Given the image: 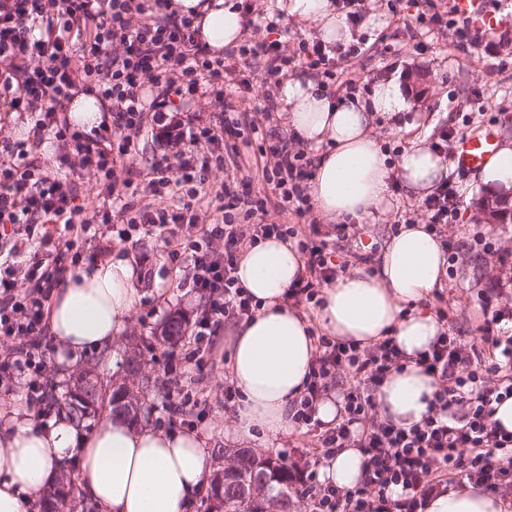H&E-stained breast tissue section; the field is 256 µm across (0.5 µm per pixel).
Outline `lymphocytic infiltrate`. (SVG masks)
Instances as JSON below:
<instances>
[{
  "label": "lymphocytic infiltrate",
  "mask_w": 512,
  "mask_h": 512,
  "mask_svg": "<svg viewBox=\"0 0 512 512\" xmlns=\"http://www.w3.org/2000/svg\"><path fill=\"white\" fill-rule=\"evenodd\" d=\"M427 31L454 29L459 40L477 43L481 32L456 7L435 10L431 0H411ZM166 0H0V98L10 111L25 112L32 140L51 138L64 152L57 169L34 164L26 142L0 139V337L16 346L0 357V377H27L30 394L42 389L46 371L44 307L65 280L68 265L82 258L75 246L88 233L86 203L80 202L76 179L83 171L101 176L102 191L112 207L100 215L122 243L138 244L156 236L170 263L184 273L183 283L205 298L194 320L185 365L196 372L214 366V338L225 322L252 317L258 302L236 276L243 248L256 238H292L304 261V275L284 295L287 307L320 305L321 289L346 269L336 260L333 234L311 225L301 234L282 224L285 216L305 218L313 203L307 184L315 161L280 137L267 148L273 166L266 172L269 197L244 192L236 144L248 127L226 94L254 91L251 80L263 72V110L275 107L274 85L300 67L320 71L336 93L355 89L353 62L358 45L330 46L301 40L287 47L278 17L260 14L253 42L225 50L218 57L199 40L193 16L167 11ZM221 112L219 126L183 117L199 86ZM95 94L112 105L114 148L60 121V112L78 91ZM162 149L150 165L133 157L143 131ZM224 171L223 182H209L212 168ZM148 183L153 201L138 200L135 188ZM461 193L455 178L445 179L425 198L430 229L444 236L460 214ZM121 226H112L113 218ZM63 225L58 239L48 225ZM36 249L21 258L16 226ZM512 308L486 313L481 334L465 340L441 332L416 362L437 382L421 420L405 427L379 418L377 394L388 374L401 370L406 357L393 337L364 347L325 334L315 335V353L301 395L291 403L298 427L316 435L322 456L345 448L365 457L359 484L344 489L321 482L317 459L300 453L292 475L312 512H423L428 495L462 483L480 486L512 501V434L492 420L496 405L512 397ZM338 389L341 408L323 427L318 406Z\"/></svg>",
  "instance_id": "1"
}]
</instances>
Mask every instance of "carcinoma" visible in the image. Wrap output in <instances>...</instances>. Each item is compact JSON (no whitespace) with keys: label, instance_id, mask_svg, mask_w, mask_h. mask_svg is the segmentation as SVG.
<instances>
[{"label":"carcinoma","instance_id":"obj_1","mask_svg":"<svg viewBox=\"0 0 512 512\" xmlns=\"http://www.w3.org/2000/svg\"><path fill=\"white\" fill-rule=\"evenodd\" d=\"M189 322L179 314L169 316L161 325L155 337L161 346L175 348L186 335ZM122 382L112 384V394H107V384H102L93 405H85L70 391L64 392L65 404L71 415L82 422L91 419L103 409L111 406L114 415H121L133 424L140 423L143 402L135 381L142 376L143 362L138 346H128L123 354ZM218 459L229 458L227 466L217 473H231L246 485L247 495H235L224 486V481L212 480L207 490L205 512H290L294 506L293 494L296 489L291 481L288 459L263 456L249 448H228L217 451ZM79 497L71 473L61 475L50 487L44 498L42 512H69L72 503Z\"/></svg>","mask_w":512,"mask_h":512}]
</instances>
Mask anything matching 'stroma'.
Wrapping results in <instances>:
<instances>
[{
    "instance_id": "stroma-1",
    "label": "stroma",
    "mask_w": 512,
    "mask_h": 512,
    "mask_svg": "<svg viewBox=\"0 0 512 512\" xmlns=\"http://www.w3.org/2000/svg\"><path fill=\"white\" fill-rule=\"evenodd\" d=\"M366 18L362 25L350 29L351 38L366 36L365 51L356 60V81L360 97H369L375 84L396 78L410 101L407 112L391 119L376 115L373 133L386 152L395 148H409L414 138L436 141L440 132L452 128L466 134L461 115L479 112L480 123L500 127V140L512 141V0H499L494 11L500 28L485 35L476 44L458 42L453 32H446L426 51L416 48L422 27L417 11L407 0H363ZM424 73L429 86L424 94H417L412 86L415 73ZM463 182L470 204L460 212L458 224L453 227L452 239L482 236L493 242L497 250L512 252V224H488L478 219L477 212L484 191L477 187L475 174L465 175ZM392 208L377 218L363 221L358 237L362 242L382 246L391 237L392 224L412 221L422 224L426 215L408 190L391 193ZM113 253L129 256L143 279L140 288L145 297L132 317L125 335L114 339L109 352L92 351L75 364L49 365V379L60 383L73 378L80 369L93 366L108 381L122 378L119 365L128 337L148 336L173 313L194 319L204 306L200 297L190 289L180 287L179 272L171 269L162 243L152 240L140 246L113 244ZM495 253H468L461 256L453 275L443 276L438 293L425 298L428 311L444 308L448 311L447 327L465 339L478 336L483 323L481 289L489 287L488 274L496 265ZM145 359L144 378L139 387L145 397V407L151 408L150 426L164 431L181 430L180 421L171 420L163 408L168 388L165 380L171 371V357L158 345L142 348ZM192 369L180 375L181 383L191 384L205 415L196 426L197 433L207 436L209 448L228 445L236 417L224 409V379L228 375L225 361L192 381Z\"/></svg>"
}]
</instances>
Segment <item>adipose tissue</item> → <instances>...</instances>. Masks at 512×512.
Segmentation results:
<instances>
[{
  "instance_id": "ef3b65f1",
  "label": "adipose tissue",
  "mask_w": 512,
  "mask_h": 512,
  "mask_svg": "<svg viewBox=\"0 0 512 512\" xmlns=\"http://www.w3.org/2000/svg\"><path fill=\"white\" fill-rule=\"evenodd\" d=\"M171 3L183 14L205 4L200 38L213 51L241 41L243 17L230 0ZM277 6L316 22L325 42L347 37L331 0H277ZM279 108L296 139L323 150L310 193L325 220H361L387 212L391 172H398L419 199L448 174L444 157L422 143L405 151L396 167L388 166L370 129L374 113L407 110L394 82L379 83L369 99L337 102L312 77L293 76L280 87ZM477 178L486 190H512V142L497 148ZM444 262L439 241L424 225L404 224L384 242L376 269L352 267L323 290L319 320L331 335L365 346L391 336L406 352L408 363L388 375L377 396L381 418L404 426L426 414L437 389L415 357L442 330L420 302L439 284ZM303 271L300 253L276 238L246 248L239 263L238 278L260 307L229 331L228 374L241 395L234 440H250L259 432L273 435L288 426L289 405L303 389L315 352L309 321L283 304L285 292ZM136 277L131 261L119 256L69 274L53 296L47 320L66 354L76 359L110 346L140 304ZM364 460L360 449H342L323 460L319 479L354 487ZM67 462L75 465L82 497L99 512H184L211 470V453L196 432L136 428L120 416L87 427L65 411L47 424L31 409L8 405L0 411V512H37L46 488ZM504 509L499 498L469 486L429 495L424 512Z\"/></svg>"
}]
</instances>
